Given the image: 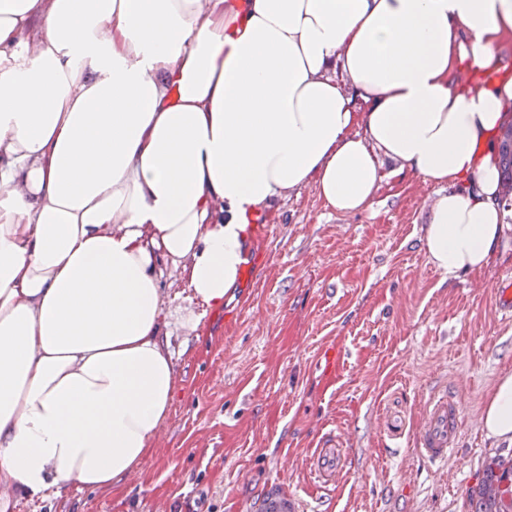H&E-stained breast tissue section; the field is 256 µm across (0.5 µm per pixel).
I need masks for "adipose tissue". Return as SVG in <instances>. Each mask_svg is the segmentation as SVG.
Wrapping results in <instances>:
<instances>
[{
    "label": "adipose tissue",
    "mask_w": 512,
    "mask_h": 512,
    "mask_svg": "<svg viewBox=\"0 0 512 512\" xmlns=\"http://www.w3.org/2000/svg\"><path fill=\"white\" fill-rule=\"evenodd\" d=\"M512 0H0V512L122 489L176 389L163 266L233 297L251 222L313 186L342 215L438 185L422 246L481 272L503 235ZM512 440V374L482 417ZM499 156L502 183H511L502 187L501 196L512 197V141L501 140L499 137Z\"/></svg>",
    "instance_id": "1"
}]
</instances>
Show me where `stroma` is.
I'll return each instance as SVG.
<instances>
[{"mask_svg":"<svg viewBox=\"0 0 512 512\" xmlns=\"http://www.w3.org/2000/svg\"><path fill=\"white\" fill-rule=\"evenodd\" d=\"M437 191L407 173L354 216L310 185L274 202L253 232V282L221 307L196 306L166 269L178 387L159 446L122 491L72 486L9 512H261L271 495L296 512H469L490 458L512 455L511 440L482 431L512 371V322L496 307L512 277V217L482 272L448 276L421 244ZM442 391L458 397L462 425L433 464L413 443ZM330 435L349 456L324 487L311 460Z\"/></svg>","mask_w":512,"mask_h":512,"instance_id":"35a3bbf8","label":"stroma"}]
</instances>
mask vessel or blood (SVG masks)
Here are the masks:
<instances>
[{
  "instance_id": "b4317fda",
  "label": "vessel or blood",
  "mask_w": 512,
  "mask_h": 512,
  "mask_svg": "<svg viewBox=\"0 0 512 512\" xmlns=\"http://www.w3.org/2000/svg\"><path fill=\"white\" fill-rule=\"evenodd\" d=\"M460 425V409L455 396L445 391L431 395L415 437L416 450L431 462H445L457 442ZM346 459V449L332 438L323 440L313 454L315 471L326 484L334 482L344 469Z\"/></svg>"
}]
</instances>
